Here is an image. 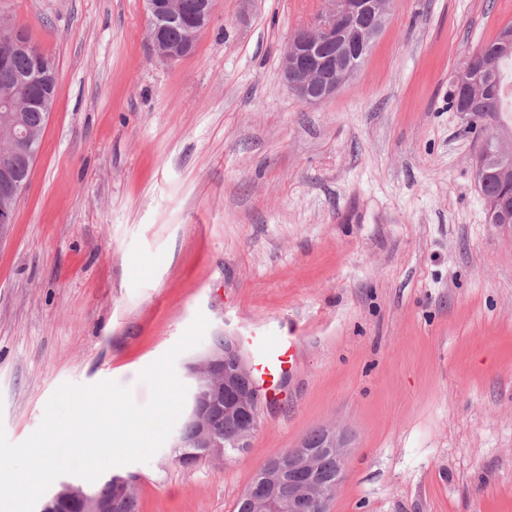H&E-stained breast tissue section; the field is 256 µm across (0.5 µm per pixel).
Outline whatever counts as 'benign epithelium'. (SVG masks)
Segmentation results:
<instances>
[{
    "label": "benign epithelium",
    "mask_w": 512,
    "mask_h": 512,
    "mask_svg": "<svg viewBox=\"0 0 512 512\" xmlns=\"http://www.w3.org/2000/svg\"><path fill=\"white\" fill-rule=\"evenodd\" d=\"M150 24V39L158 55L172 62L190 54L199 35L211 24L215 0H191L193 23L186 27L180 42L166 41L168 28L180 24L181 12L171 0H145ZM325 6L303 33L287 45L284 57V80L293 95L308 104L320 103L333 95L357 69L364 50L383 29L387 13L378 9L377 0H323ZM27 51L45 59L47 54L31 45L23 32L0 26V66L17 52ZM13 102L0 101V128L8 133L11 150L0 154V239L11 222V205L24 192L14 176L13 161L17 153L27 152L31 140L22 127L9 121ZM496 153L503 166H512V149L490 148L483 144L472 155L474 173L484 172L489 153ZM486 214L497 226L512 227V201L499 199L486 205ZM193 388L189 398L186 423L193 429L192 439L177 434L174 447H192L210 464L224 463V441L213 429L210 415L224 410V416L238 421L233 442L236 448L248 447L257 420L253 415L258 394L239 387L240 377L249 372L238 343L224 337L221 346L209 345L199 360L189 366ZM349 439L345 431L325 429L321 447L336 460V470L328 480L321 474L322 453L306 441L288 451V471L272 467L259 477V484L273 498L277 512H328L329 501L345 476ZM108 496H93L83 487L63 483L42 505L41 512H58L65 504L70 512H119L137 479L131 474H115Z\"/></svg>",
    "instance_id": "benign-epithelium-1"
}]
</instances>
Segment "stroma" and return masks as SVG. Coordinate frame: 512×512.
<instances>
[{
  "label": "stroma",
  "instance_id": "obj_1",
  "mask_svg": "<svg viewBox=\"0 0 512 512\" xmlns=\"http://www.w3.org/2000/svg\"><path fill=\"white\" fill-rule=\"evenodd\" d=\"M318 0H217L194 51H154L145 0H0L56 90L0 242V429L19 443L63 383L141 372L197 315L212 337L297 334L249 447L182 468L163 446L140 512H233L270 455L349 437L329 512H512V234L471 167L476 112L449 106L468 50L512 0H393L338 92L309 105L284 50Z\"/></svg>",
  "mask_w": 512,
  "mask_h": 512
}]
</instances>
